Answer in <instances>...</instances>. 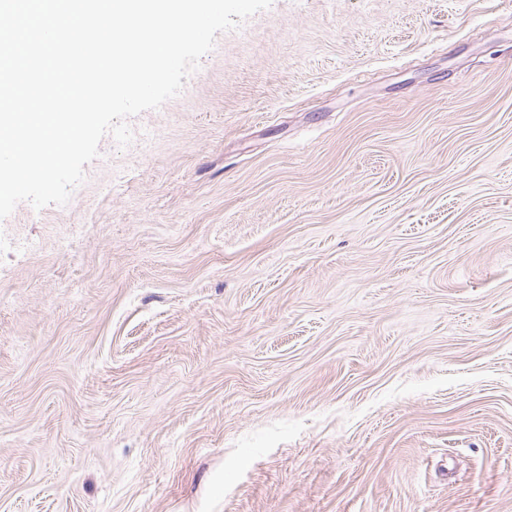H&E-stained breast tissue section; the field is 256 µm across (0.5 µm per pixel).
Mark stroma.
I'll return each mask as SVG.
<instances>
[{
	"instance_id": "obj_1",
	"label": "stroma",
	"mask_w": 512,
	"mask_h": 512,
	"mask_svg": "<svg viewBox=\"0 0 512 512\" xmlns=\"http://www.w3.org/2000/svg\"><path fill=\"white\" fill-rule=\"evenodd\" d=\"M0 220V512H512V0H272Z\"/></svg>"
}]
</instances>
